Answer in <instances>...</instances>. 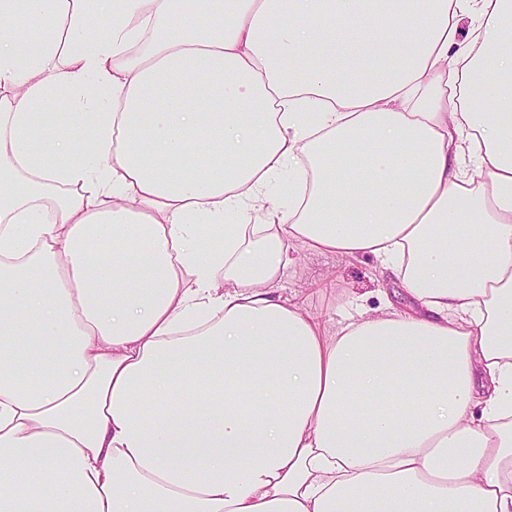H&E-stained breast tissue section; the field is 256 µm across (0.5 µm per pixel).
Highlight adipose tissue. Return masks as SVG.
<instances>
[{
    "label": "adipose tissue",
    "instance_id": "adipose-tissue-1",
    "mask_svg": "<svg viewBox=\"0 0 512 512\" xmlns=\"http://www.w3.org/2000/svg\"><path fill=\"white\" fill-rule=\"evenodd\" d=\"M0 512H512V0H0ZM380 271L372 255L348 258L300 251L296 264L285 270L277 293L333 331L340 319L338 302L361 304L364 309L378 308L385 300L398 310L414 306L400 281Z\"/></svg>",
    "mask_w": 512,
    "mask_h": 512
}]
</instances>
